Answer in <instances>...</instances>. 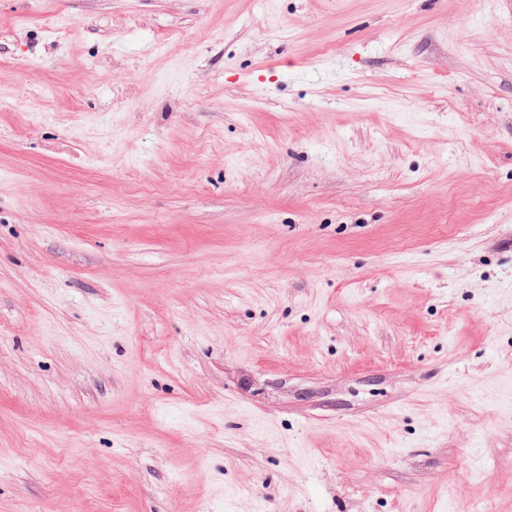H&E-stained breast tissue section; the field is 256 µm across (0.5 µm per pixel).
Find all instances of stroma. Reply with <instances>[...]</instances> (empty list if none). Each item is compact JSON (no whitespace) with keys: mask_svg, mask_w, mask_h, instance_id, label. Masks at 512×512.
<instances>
[{"mask_svg":"<svg viewBox=\"0 0 512 512\" xmlns=\"http://www.w3.org/2000/svg\"><path fill=\"white\" fill-rule=\"evenodd\" d=\"M0 512H512V0H0Z\"/></svg>","mask_w":512,"mask_h":512,"instance_id":"1","label":"stroma"}]
</instances>
